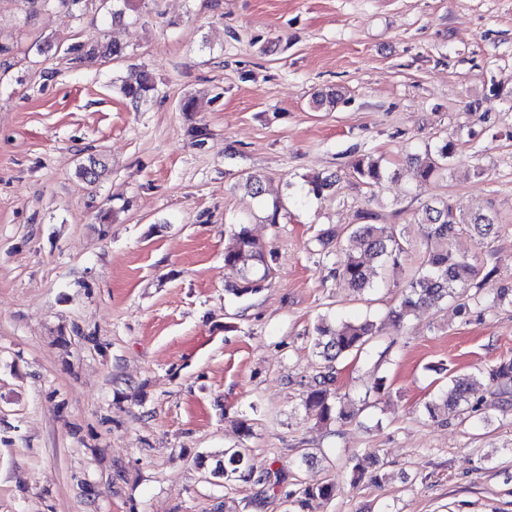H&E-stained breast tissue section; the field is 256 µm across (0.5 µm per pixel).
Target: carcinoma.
I'll return each mask as SVG.
<instances>
[{"label": "carcinoma", "mask_w": 512, "mask_h": 512, "mask_svg": "<svg viewBox=\"0 0 512 512\" xmlns=\"http://www.w3.org/2000/svg\"><path fill=\"white\" fill-rule=\"evenodd\" d=\"M83 55L89 62L118 60L124 56V49L116 43L97 40L86 45ZM155 90L152 76L145 71L135 81L119 86L121 95L135 108ZM456 153V144L447 139L425 150L422 156L410 155L409 160L416 166L419 181L427 183L452 169ZM104 170L102 160L91 157L88 164L77 169V175L92 184ZM351 172L369 189L382 185L389 177L381 160L368 154L353 159ZM336 183V175L318 173L304 180L302 191L306 197L320 199L333 193ZM360 219L361 223L341 232L333 228L322 231L318 241L323 244L336 242V277L355 293L364 294L375 290L373 266L401 267L407 248L391 225L374 223V213L364 210ZM418 223L424 229L426 250L409 275L398 302L388 309L384 318H338L333 322L322 318L314 326L313 346L326 366L325 371L313 378L303 392V403L324 423L355 416L352 400L332 389L335 382L333 363L373 347L381 336L384 321L390 320L401 326L422 306L440 309L449 304L453 314L464 323L482 320L490 309L512 308V281L496 288L491 299H484L481 286L495 275V269L487 270L478 259L456 255L450 249L451 240L463 230L475 237L479 245L489 247L498 233L496 218L491 211L464 214L449 202L436 199L422 206ZM224 268L240 279L239 285L232 289L237 296L258 291L270 273L266 247L243 222L238 223V229L224 249ZM480 375L485 380V390L490 394L500 398L512 396V358L501 359L480 370ZM475 392L476 384L457 381L440 390L435 400L426 405V410L432 418L437 417V412L442 409L459 414L476 413L479 401L474 399ZM377 464L376 457L371 454L353 453L349 459L351 482H360L368 471L372 473L373 481H379L382 475ZM211 476L226 485L237 481L280 484V479H272L274 473L270 468L259 465L251 450L245 447L225 449L224 458L217 461ZM335 488L333 482L302 486L285 492V498L293 512H307L313 501L333 497Z\"/></svg>", "instance_id": "obj_1"}]
</instances>
